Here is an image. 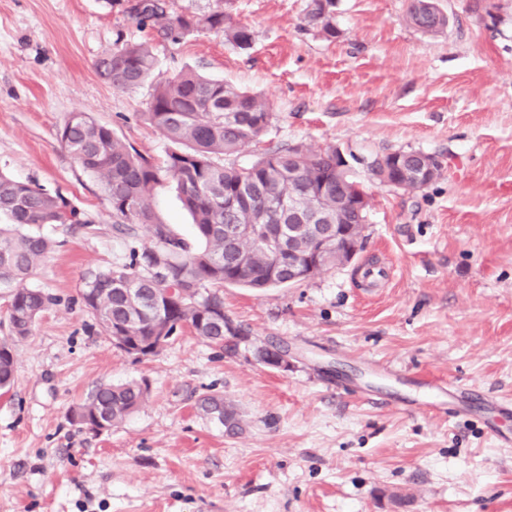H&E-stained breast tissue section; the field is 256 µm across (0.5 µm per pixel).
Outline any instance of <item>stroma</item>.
Instances as JSON below:
<instances>
[{
  "instance_id": "stroma-1",
  "label": "stroma",
  "mask_w": 512,
  "mask_h": 512,
  "mask_svg": "<svg viewBox=\"0 0 512 512\" xmlns=\"http://www.w3.org/2000/svg\"><path fill=\"white\" fill-rule=\"evenodd\" d=\"M308 0H234L249 48L202 31L179 44L106 0H0V171L71 198L90 225H42L56 240L30 287L53 295L15 345L0 391V512H512V412L427 410L434 377L512 401V0H438L447 28L422 32L408 0H336V39L304 28ZM152 43L157 77L189 67L263 93L262 148L361 157L417 150L442 175L423 191L368 185L348 264L290 287L224 289L243 329L235 355L191 332L138 359L99 333L81 274L122 262L112 206L60 145L84 111L155 163L170 142L144 118L151 88L113 87L96 64ZM156 216L194 240L169 180ZM287 347L288 370L255 346ZM146 381L147 401L95 433L68 418L102 383ZM223 393L242 428L200 416Z\"/></svg>"
}]
</instances>
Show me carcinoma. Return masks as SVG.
<instances>
[{
    "label": "carcinoma",
    "instance_id": "obj_1",
    "mask_svg": "<svg viewBox=\"0 0 512 512\" xmlns=\"http://www.w3.org/2000/svg\"><path fill=\"white\" fill-rule=\"evenodd\" d=\"M215 2L216 7L203 14H173L168 0H144L142 7L124 11L140 28L154 29L174 44L209 30L224 32L239 48L248 47L253 31L234 19L231 0ZM333 3L310 0L304 17L327 39L337 34ZM407 19L425 32L448 24L446 14L422 0H409ZM155 66L145 43L117 45L97 62L102 76L125 89L147 82ZM143 116L174 145L161 168L87 112L71 113L58 132L62 147L99 178L112 205V232L137 240L143 229L156 240L152 248L130 247L118 265L83 272V303L100 332L128 355L137 347L144 358L158 354L151 339L167 343L185 326L202 341L234 355L237 345L228 337L241 330L224 323V285L256 290L288 286V266L276 263L259 233L266 224L288 225V199H300L327 224L336 223L338 211L355 224L366 223V215L353 210L354 200L346 194L352 179L346 170L336 169L334 146L312 152L286 144L247 167L221 163L222 157L259 142L274 117L270 102L256 92L182 70L158 81ZM419 155L416 150L377 155L369 161L370 174L381 183L394 181L391 160L397 158L407 174L402 190L420 191ZM162 170L193 217V245L175 235L152 209L151 195ZM89 223L67 196L0 173V285L11 287L9 334L0 338V389L14 382L16 342L29 336L42 313L56 303L27 286L54 242L25 227ZM226 224H249L253 232L229 238L224 235ZM148 393V386L137 381L99 385L71 409V420L92 431L100 420L117 427L140 408ZM196 407L228 430L240 428L236 408L219 392L202 393Z\"/></svg>",
    "mask_w": 512,
    "mask_h": 512
}]
</instances>
